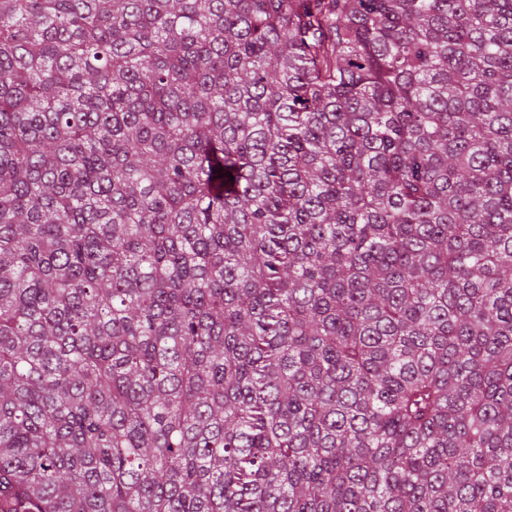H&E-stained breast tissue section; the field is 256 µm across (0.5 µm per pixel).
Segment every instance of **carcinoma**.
Returning a JSON list of instances; mask_svg holds the SVG:
<instances>
[{
	"label": "carcinoma",
	"mask_w": 512,
	"mask_h": 512,
	"mask_svg": "<svg viewBox=\"0 0 512 512\" xmlns=\"http://www.w3.org/2000/svg\"><path fill=\"white\" fill-rule=\"evenodd\" d=\"M0 512H512V0H0Z\"/></svg>",
	"instance_id": "cac0c4a2"
}]
</instances>
